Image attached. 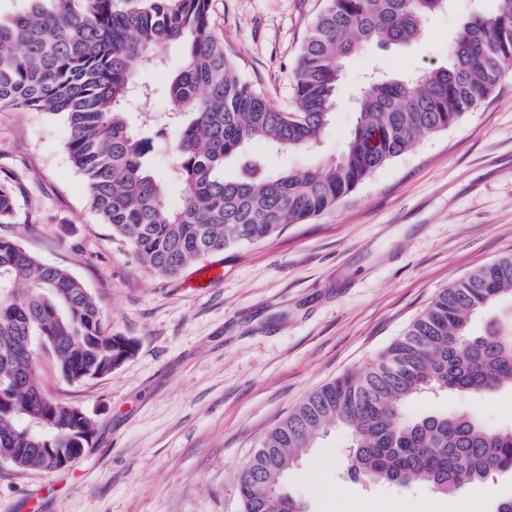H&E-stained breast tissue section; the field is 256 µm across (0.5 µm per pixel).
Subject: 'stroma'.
I'll return each instance as SVG.
<instances>
[{"label":"stroma","mask_w":512,"mask_h":512,"mask_svg":"<svg viewBox=\"0 0 512 512\" xmlns=\"http://www.w3.org/2000/svg\"><path fill=\"white\" fill-rule=\"evenodd\" d=\"M213 29L238 74L276 107L291 102V69L325 0H211ZM496 0H448L411 45L372 44L344 62L336 105L314 153L253 147L270 171L336 158L357 120L371 72L419 73L448 63L463 20ZM165 70L141 63L151 88L135 117L170 108ZM58 116L0 112V168L22 187L33 223L0 224L41 261L69 271L92 294L110 335L136 343L111 374L63 380L49 353L39 378L51 398L80 407L94 435L63 468L0 462V512H240L238 477L260 437L310 391L363 371L443 288L478 264L512 253V76L454 128L421 137L316 220L272 238L202 257L175 278L146 269L100 223L71 165ZM220 267L207 287L186 282ZM454 408L486 426H512V390L480 399L425 391L407 418ZM348 433L333 429L287 474L311 512H494L512 495L502 471L448 495L371 487L344 475Z\"/></svg>","instance_id":"35a3bbf8"}]
</instances>
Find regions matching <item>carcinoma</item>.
<instances>
[{
  "label": "carcinoma",
  "mask_w": 512,
  "mask_h": 512,
  "mask_svg": "<svg viewBox=\"0 0 512 512\" xmlns=\"http://www.w3.org/2000/svg\"><path fill=\"white\" fill-rule=\"evenodd\" d=\"M0 18V111L62 116L66 151L90 208L150 271L175 277L190 262L258 243L286 224L314 219L420 137L448 130L483 106L512 68V0L466 18L448 41V66L396 77L383 72L360 97L346 147L324 166L269 171L252 145L308 152L330 124L343 60L371 43L409 44L447 0H326L293 66L292 109L274 107L243 80L213 34L210 0H24ZM183 48L171 78L177 120L165 177L148 163L150 140L130 117L137 67ZM234 163L239 176L224 177ZM181 203L168 205L170 186ZM20 186L0 172V224L19 220ZM512 291V253L475 267L442 290L360 373L308 393L260 439L241 472V512H308L284 484L289 466L331 427L352 432L347 475L364 484L428 485L459 493L512 469V428L493 430L463 411L404 419L428 389L482 396L512 389V320H473ZM83 284L16 241L0 237V460L50 469L49 454L24 448L90 444L85 412L47 396L37 348L59 373L82 382L118 368L135 350L104 334ZM44 428L32 429L35 417Z\"/></svg>",
  "instance_id": "obj_1"
}]
</instances>
